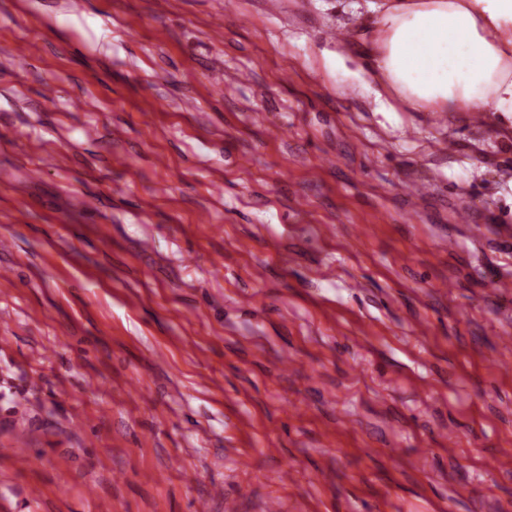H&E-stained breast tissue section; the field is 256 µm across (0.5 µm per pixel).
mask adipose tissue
I'll list each match as a JSON object with an SVG mask.
<instances>
[{"label":"adipose tissue","mask_w":512,"mask_h":512,"mask_svg":"<svg viewBox=\"0 0 512 512\" xmlns=\"http://www.w3.org/2000/svg\"><path fill=\"white\" fill-rule=\"evenodd\" d=\"M337 42L381 112L493 113L512 124V0H369Z\"/></svg>","instance_id":"adipose-tissue-1"}]
</instances>
